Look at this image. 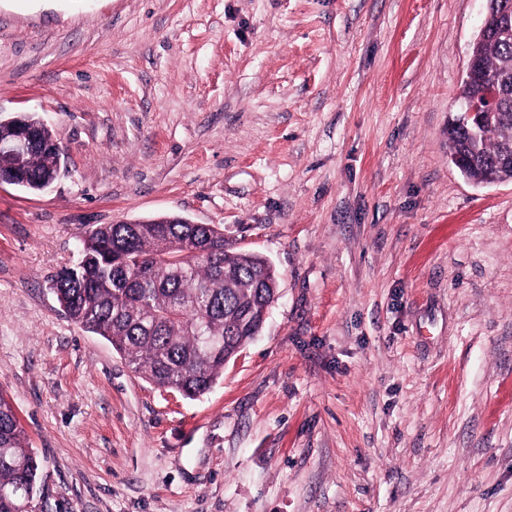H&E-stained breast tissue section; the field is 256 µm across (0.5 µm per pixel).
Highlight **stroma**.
<instances>
[{"instance_id":"1","label":"stroma","mask_w":512,"mask_h":512,"mask_svg":"<svg viewBox=\"0 0 512 512\" xmlns=\"http://www.w3.org/2000/svg\"><path fill=\"white\" fill-rule=\"evenodd\" d=\"M486 0H0V114L67 171L0 185V393L36 512H512V181L452 164ZM179 215L278 299L195 399L69 319L92 224Z\"/></svg>"}]
</instances>
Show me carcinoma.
<instances>
[{
    "label": "carcinoma",
    "mask_w": 512,
    "mask_h": 512,
    "mask_svg": "<svg viewBox=\"0 0 512 512\" xmlns=\"http://www.w3.org/2000/svg\"><path fill=\"white\" fill-rule=\"evenodd\" d=\"M471 53L489 71L504 73L499 96L479 136L466 124H451V160L461 156L460 172L476 185L495 176L512 179V36L486 41L479 36ZM460 101L483 103L484 87L464 75ZM19 159L0 154V173L18 167L28 174L26 191H41L57 162L52 129ZM278 276L263 256L228 247L214 224H166L150 219L130 224H93L85 232L78 263L60 270L51 290L67 315L103 337L131 369L151 384L188 398L205 394L224 365L262 329L261 318L277 295ZM39 464L26 446L12 403L0 393V493L17 487L37 489ZM34 502L0 496V512Z\"/></svg>",
    "instance_id": "obj_1"
}]
</instances>
